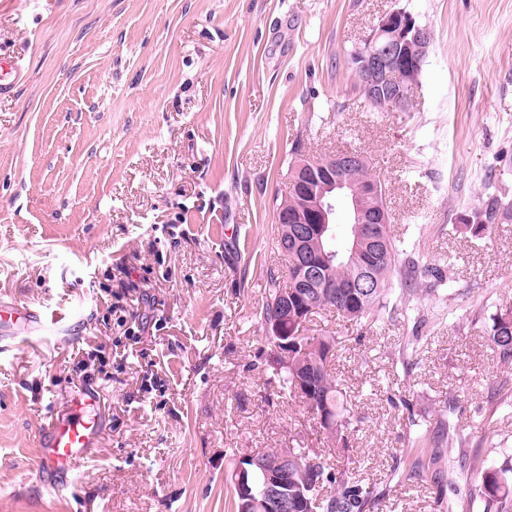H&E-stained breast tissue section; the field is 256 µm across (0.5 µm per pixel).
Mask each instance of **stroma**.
<instances>
[{
    "instance_id": "35a3bbf8",
    "label": "stroma",
    "mask_w": 512,
    "mask_h": 512,
    "mask_svg": "<svg viewBox=\"0 0 512 512\" xmlns=\"http://www.w3.org/2000/svg\"><path fill=\"white\" fill-rule=\"evenodd\" d=\"M395 9L433 42L407 112L374 108L350 53ZM0 301L69 332L0 354V512H224L234 459L323 448L301 399L269 378L253 317L273 201L295 140L362 152L435 307L371 330L328 315L335 373L359 418L349 456L382 512H438L466 474L396 483L410 414L455 417L465 446L427 451L512 468V364L488 341L512 309V220L473 236L482 199L512 200V0H0ZM412 341L411 365L390 355ZM109 416L73 483L46 489L37 433L84 384ZM469 512H491L471 495Z\"/></svg>"
}]
</instances>
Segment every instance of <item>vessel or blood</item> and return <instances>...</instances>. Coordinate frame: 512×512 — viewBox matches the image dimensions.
<instances>
[{
  "instance_id": "1",
  "label": "vessel or blood",
  "mask_w": 512,
  "mask_h": 512,
  "mask_svg": "<svg viewBox=\"0 0 512 512\" xmlns=\"http://www.w3.org/2000/svg\"><path fill=\"white\" fill-rule=\"evenodd\" d=\"M40 320V314L30 309L0 305V326L9 324L25 329ZM103 419L101 398L89 388L71 399L65 413L51 416L38 434L37 474L44 486L59 488L61 479L76 471L88 449L99 444Z\"/></svg>"
}]
</instances>
